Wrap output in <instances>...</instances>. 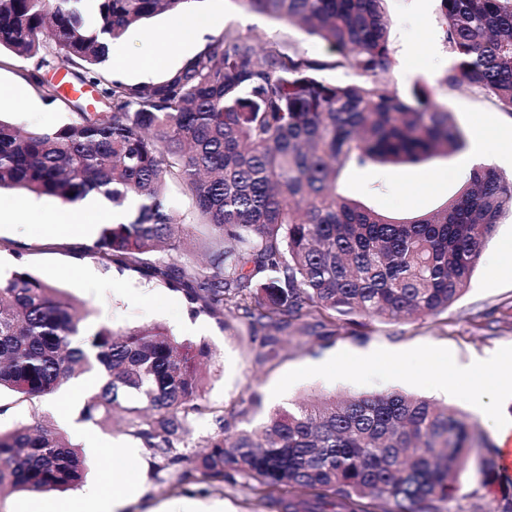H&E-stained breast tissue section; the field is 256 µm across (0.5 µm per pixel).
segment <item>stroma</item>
I'll return each mask as SVG.
<instances>
[{
  "mask_svg": "<svg viewBox=\"0 0 512 512\" xmlns=\"http://www.w3.org/2000/svg\"><path fill=\"white\" fill-rule=\"evenodd\" d=\"M391 20L389 40L396 65L389 79L400 95H408L414 81L424 78L435 84L436 93L453 112L469 143L484 134H512V117L499 112L490 102L465 89L449 91L437 81L449 63L438 0H387ZM197 13L210 19L209 38H218L226 26L237 27L259 44L273 43L284 51H299L316 59L329 58L320 39L307 35L283 20L266 15L248 17L237 0H197ZM169 14L161 13L125 35L128 59L125 79L131 84L153 83L189 60V53H154L153 47L167 36ZM29 63L9 51L0 52V119L23 129L54 128L68 122L71 113L44 101L24 78ZM458 157H437L417 165L375 166L345 171L337 183L342 196L355 199L391 218L404 219L432 213L455 198L463 188L454 172ZM166 205L185 233L173 249L153 253L152 261L176 267L186 259L201 256L208 246V233L200 216L169 187ZM93 239L41 234L32 224L0 223V272L26 268L50 286L93 310L97 321L114 328L160 325L177 340L208 345L213 360L201 366L203 414L189 422L186 455L202 451L217 430L216 417L231 410L250 408L262 416L270 408L296 400L332 394H369L402 390L447 402L464 413L472 408L467 385L458 382L450 392H438L421 364V351L432 347L437 353L468 362L496 349H512V322L503 315L512 308V216L498 225L486 243L467 292L438 315L411 321H375L364 335L353 326L339 330V336L321 345L313 336L287 344L282 356L271 362L257 359L259 333L235 322L223 326L206 313L192 314L182 294L168 290L156 279L136 271L103 266L92 251ZM384 350L401 358L399 370L391 374L359 372L365 354ZM82 404L64 388L58 395L21 399L18 394L0 392V430L48 424L67 433L69 441L85 449L92 462L87 484L105 493L123 494L124 479L104 469L100 447L112 444L137 447L126 434L125 424L112 419L91 426L97 447H86L74 436L70 420ZM136 484L144 490L129 512H145L147 506L190 497L223 502L226 512H265L256 506L244 480L224 483L176 485L169 470L152 453L139 455L135 462ZM81 488L65 492L32 493L23 490L0 493V512H22L24 506L39 505L43 512H57L62 504L79 497Z\"/></svg>",
  "mask_w": 512,
  "mask_h": 512,
  "instance_id": "1",
  "label": "stroma"
}]
</instances>
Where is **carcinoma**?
I'll return each mask as SVG.
<instances>
[{
	"label": "carcinoma",
	"mask_w": 512,
	"mask_h": 512,
	"mask_svg": "<svg viewBox=\"0 0 512 512\" xmlns=\"http://www.w3.org/2000/svg\"><path fill=\"white\" fill-rule=\"evenodd\" d=\"M189 2L0 0V48L35 60L29 82L72 111L51 129L0 121V189L66 203L96 193L118 210L138 201L126 221L101 225L91 251L106 266L147 269L194 314L261 328L263 360L278 357L287 337L327 340L341 321L365 327L447 310L512 214V178L479 167L444 207L406 219L336 192L347 167L417 164L467 146L426 79L407 96L391 87L385 0H237L318 36L336 51L332 60L261 47L227 26L158 82L107 74L106 40ZM439 2L450 55L440 83L512 117V0ZM58 63L72 85L98 93L102 110L60 94L47 78ZM330 68L352 79H323ZM170 184L214 235L203 260L176 271L144 262L174 238ZM90 316L24 268L0 276V388L45 397L97 374L79 420L99 424L120 410L126 433L179 485L241 477L276 512H449L459 477L473 469L504 486L471 512H512V479L478 425L398 391L303 400L241 428L243 408L218 418L208 451L190 458L180 452L188 422L205 411L196 369L212 351L189 350L159 325L115 330L89 325ZM88 473L85 456L52 426L0 431V489L65 491Z\"/></svg>",
	"instance_id": "cac0c4a2"
}]
</instances>
